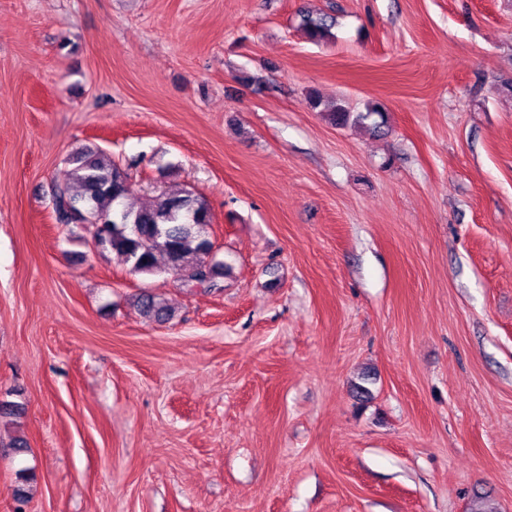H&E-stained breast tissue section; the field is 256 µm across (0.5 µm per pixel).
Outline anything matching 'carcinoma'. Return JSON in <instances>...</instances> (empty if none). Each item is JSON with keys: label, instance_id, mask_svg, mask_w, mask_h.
Segmentation results:
<instances>
[{"label": "carcinoma", "instance_id": "cac0c4a2", "mask_svg": "<svg viewBox=\"0 0 512 512\" xmlns=\"http://www.w3.org/2000/svg\"><path fill=\"white\" fill-rule=\"evenodd\" d=\"M306 28L314 41L329 35V25L321 19L307 20ZM375 114L374 110L353 113L340 103L328 112L336 126L363 124ZM69 164L72 168L66 181L56 185L53 195L57 223H75L72 211L86 206L88 216L105 225L95 247L115 253L133 272L191 274L205 281V288L215 286L224 265L205 260L211 243L198 225L211 223V213L203 195L187 189L162 191L150 206L135 209L124 203L131 192L130 175L103 151L81 147L70 155ZM138 307L143 315L158 321L169 318V308L152 294L142 296Z\"/></svg>", "mask_w": 512, "mask_h": 512}]
</instances>
